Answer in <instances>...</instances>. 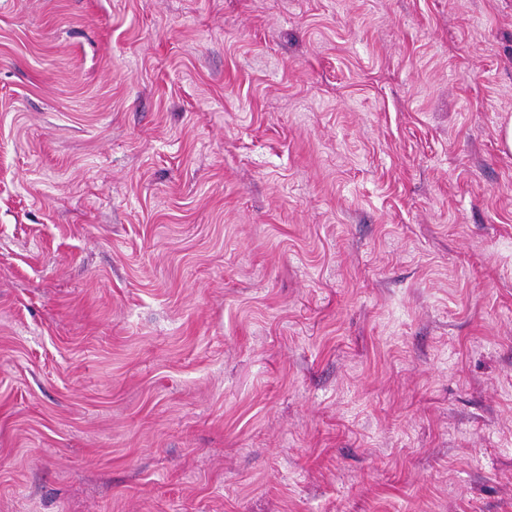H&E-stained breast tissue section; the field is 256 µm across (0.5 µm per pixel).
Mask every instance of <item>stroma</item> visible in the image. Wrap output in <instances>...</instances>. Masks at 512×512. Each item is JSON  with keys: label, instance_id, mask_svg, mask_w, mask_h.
<instances>
[{"label": "stroma", "instance_id": "stroma-1", "mask_svg": "<svg viewBox=\"0 0 512 512\" xmlns=\"http://www.w3.org/2000/svg\"><path fill=\"white\" fill-rule=\"evenodd\" d=\"M512 0H0V512H512Z\"/></svg>", "mask_w": 512, "mask_h": 512}]
</instances>
